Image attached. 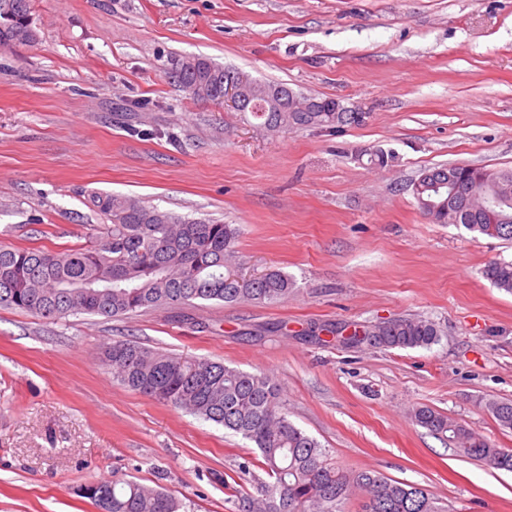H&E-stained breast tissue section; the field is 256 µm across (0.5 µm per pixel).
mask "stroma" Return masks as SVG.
I'll return each instance as SVG.
<instances>
[{"label":"stroma","instance_id":"35a3bbf8","mask_svg":"<svg viewBox=\"0 0 512 512\" xmlns=\"http://www.w3.org/2000/svg\"><path fill=\"white\" fill-rule=\"evenodd\" d=\"M34 46H0V244L70 250L97 192L243 228L245 272L287 301L199 302L106 320L0 308V512H99L134 480L184 512H240L265 473L247 440L113 379L133 340L276 377L284 410L347 471L427 487L447 512H512V472L416 425L430 406L504 448L512 293L482 275L512 242L431 223L412 182L448 163L512 169V0H31ZM203 55L335 98L365 124L271 134L167 74ZM392 153L369 165L366 149ZM422 317L427 349L349 351L324 324Z\"/></svg>","mask_w":512,"mask_h":512}]
</instances>
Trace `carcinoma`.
Here are the masks:
<instances>
[{"label": "carcinoma", "mask_w": 512, "mask_h": 512, "mask_svg": "<svg viewBox=\"0 0 512 512\" xmlns=\"http://www.w3.org/2000/svg\"><path fill=\"white\" fill-rule=\"evenodd\" d=\"M30 0H0V41L30 46ZM174 56L169 74L193 98L223 103L224 78L238 72L195 56L183 69ZM256 96L253 118L271 131L333 129L360 125L354 112H275L271 103L286 85L249 79ZM422 213L437 224H460L479 235L488 224L497 238L512 241V171L448 164L427 168L412 183ZM105 217L90 225L89 244L63 252L0 245V307L59 320L88 314L113 318L138 309L190 305L196 301L272 304L288 299L294 282L272 269L239 283L240 229L205 219L186 220L138 199L98 194L89 199ZM483 277L512 293V261L488 263ZM362 342L375 349L429 348L439 341L436 324L423 318L355 325ZM112 376L123 386L188 414L224 427L258 449L268 476L257 497L241 498L242 512H344L350 497H362L361 512H442L429 489L392 482L370 471H344L330 464L318 441L296 427L283 411L281 387L270 376L221 362L152 350L116 341L105 352ZM487 408L500 426L512 429V402L490 400ZM422 428L451 441L462 457L512 472V448H500L429 406L412 410ZM106 492L111 512H181L182 503L162 489L134 481L122 486L97 483L82 488L100 504Z\"/></svg>", "instance_id": "obj_1"}]
</instances>
